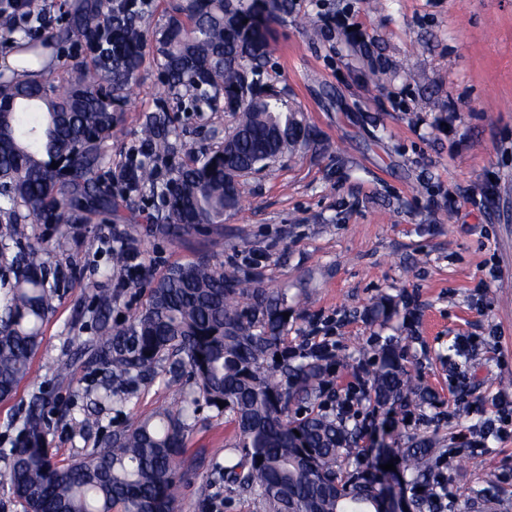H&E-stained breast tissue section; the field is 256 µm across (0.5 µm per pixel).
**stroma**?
Here are the masks:
<instances>
[{
    "label": "stroma",
    "mask_w": 512,
    "mask_h": 512,
    "mask_svg": "<svg viewBox=\"0 0 512 512\" xmlns=\"http://www.w3.org/2000/svg\"><path fill=\"white\" fill-rule=\"evenodd\" d=\"M315 25L327 33L313 41ZM345 25L363 31L370 57L388 64L382 83L352 59ZM275 29L266 77L287 89L315 145L242 178L241 205L225 214L215 249L200 237L166 235L148 222L146 201L129 200L134 219L120 228L146 266L131 288L116 285L105 225H34L53 244L48 272L57 292L29 377L0 401V448L11 447L37 395L51 419L47 446L60 462L174 405L186 387L162 372L121 403L87 406V391L105 379L87 347L99 320L131 321L150 278L211 252L255 267L264 287L287 290L286 343L295 349L313 336L335 345L339 394H360L359 361L397 341L405 368L434 400L407 415L361 403L366 446L439 432V469L457 512L476 491L479 512H512V433L491 436L484 448L458 439L480 421L471 401L512 397V0H292ZM162 91L155 65L145 62L107 168L138 145ZM178 124L181 161L188 150L217 145L234 119L209 112ZM105 297L111 307L97 308ZM384 297L387 318L372 321L367 310ZM460 336L469 344L458 356L451 347ZM61 369L70 391L57 386ZM235 432L224 413L201 412L181 458L190 483L176 512H198V499L212 491L211 463Z\"/></svg>",
    "instance_id": "stroma-1"
}]
</instances>
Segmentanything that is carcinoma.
<instances>
[{"label":"carcinoma","instance_id":"cac0c4a2","mask_svg":"<svg viewBox=\"0 0 512 512\" xmlns=\"http://www.w3.org/2000/svg\"><path fill=\"white\" fill-rule=\"evenodd\" d=\"M151 0H68L51 36L31 35L0 0V45L21 57L22 73L0 74V263L11 262L14 282L0 298V400L12 397L30 373L52 311L48 241L29 222L78 224L126 220L127 201L158 200L153 220L182 238L224 223L238 208L240 182L267 167L271 155L313 143L304 116L286 93L264 81L271 25L288 0H168L155 33V63L164 97L140 128L143 154H125L101 182L117 107L131 94L146 60L142 22ZM85 49L60 72L30 73L59 45ZM172 112H227L236 124L220 144L188 151L169 177L154 162L172 154L179 136ZM58 168H52V165ZM288 294L264 288L251 269L224 266L210 255L176 264L151 282L148 300L128 327L99 326L94 355L119 386L148 381L159 368L187 374L193 390L181 405L158 410L64 465L46 447L48 419L31 407L19 440L0 449L4 477L25 512H174L185 475L187 420L202 407L228 414L237 432L212 464V483L263 512H388L381 470L349 425L351 405L330 391L336 354L326 345L295 351L282 336ZM281 361H276V358ZM385 344L369 375L365 398L410 411L431 400ZM226 402L220 407L217 401ZM395 480L413 512H439L448 497L435 472L441 440L422 435L403 448L385 447ZM200 512L229 502L215 493Z\"/></svg>","mask_w":512,"mask_h":512}]
</instances>
